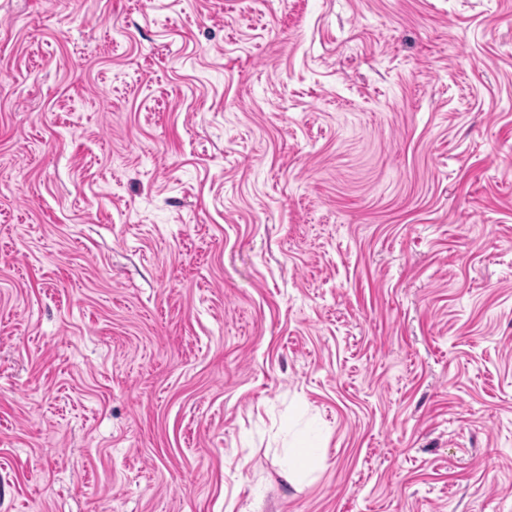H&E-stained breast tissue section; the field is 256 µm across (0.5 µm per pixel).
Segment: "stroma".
I'll list each match as a JSON object with an SVG mask.
<instances>
[{
	"instance_id": "1",
	"label": "stroma",
	"mask_w": 512,
	"mask_h": 512,
	"mask_svg": "<svg viewBox=\"0 0 512 512\" xmlns=\"http://www.w3.org/2000/svg\"><path fill=\"white\" fill-rule=\"evenodd\" d=\"M0 512H512V0H0Z\"/></svg>"
}]
</instances>
